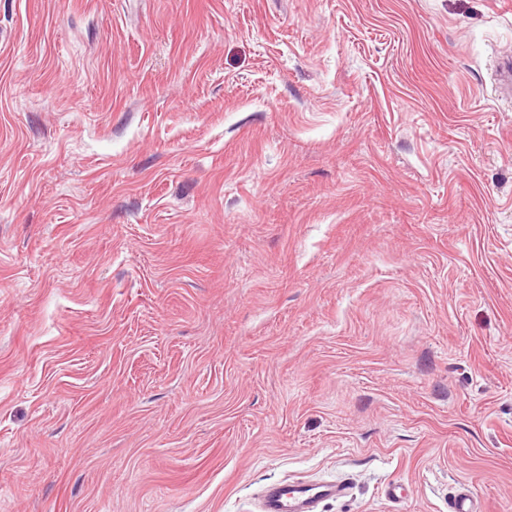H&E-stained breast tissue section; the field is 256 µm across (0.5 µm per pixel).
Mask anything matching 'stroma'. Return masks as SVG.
Segmentation results:
<instances>
[{"label":"stroma","instance_id":"1","mask_svg":"<svg viewBox=\"0 0 512 512\" xmlns=\"http://www.w3.org/2000/svg\"><path fill=\"white\" fill-rule=\"evenodd\" d=\"M506 50L512 0H0V512H512ZM343 482L274 483L265 487L260 512H313L320 503L346 496Z\"/></svg>","mask_w":512,"mask_h":512}]
</instances>
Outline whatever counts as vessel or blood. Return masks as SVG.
<instances>
[{
	"label": "vessel or blood",
	"instance_id": "vessel-or-blood-1",
	"mask_svg": "<svg viewBox=\"0 0 512 512\" xmlns=\"http://www.w3.org/2000/svg\"><path fill=\"white\" fill-rule=\"evenodd\" d=\"M342 482L318 481L267 485L262 495L260 512H315L318 505L347 494Z\"/></svg>",
	"mask_w": 512,
	"mask_h": 512
}]
</instances>
